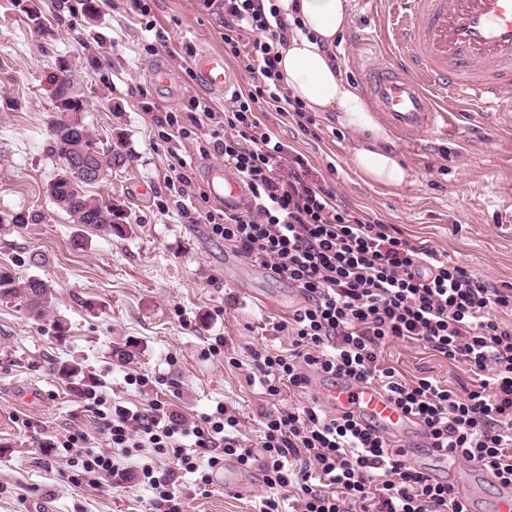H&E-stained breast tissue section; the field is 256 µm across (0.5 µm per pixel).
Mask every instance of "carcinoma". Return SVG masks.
Instances as JSON below:
<instances>
[{"mask_svg": "<svg viewBox=\"0 0 512 512\" xmlns=\"http://www.w3.org/2000/svg\"><path fill=\"white\" fill-rule=\"evenodd\" d=\"M64 108L81 114L78 122L79 133L69 132V123L60 120L52 124L46 145L47 155L60 165L59 172L51 180L50 201L68 216L72 224L92 226L112 233L116 229L115 210L110 203H104L89 194L88 181L76 165V159L84 157L97 163L106 172L112 171L116 160L124 157L120 147L100 148L92 137L85 122L84 103L73 90V84L62 85L56 94ZM52 285L41 278L29 277L21 280L10 268L0 266V298L20 300L33 318L40 319L51 296Z\"/></svg>", "mask_w": 512, "mask_h": 512, "instance_id": "cac0c4a2", "label": "carcinoma"}]
</instances>
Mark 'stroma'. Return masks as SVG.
I'll list each match as a JSON object with an SVG mask.
<instances>
[{
    "mask_svg": "<svg viewBox=\"0 0 512 512\" xmlns=\"http://www.w3.org/2000/svg\"><path fill=\"white\" fill-rule=\"evenodd\" d=\"M37 2L36 25L24 0H0V214L43 216L37 224L0 225V266L22 279L48 280L52 291L39 320L18 301L0 299V512H31L41 501L48 512H156L150 492L73 483L65 462L52 456L55 436L94 425L80 386L61 380L57 366L78 362L94 390L141 408L156 399L190 421L224 403L254 449L262 413L309 405L308 395L294 391L266 395L248 354L257 346L288 349L287 335L274 334L271 323L301 306L298 290L211 234L205 214L219 212V202L181 196L173 184L175 166L196 188L205 187L209 169L223 166V157L199 152L218 128L175 143L156 122L187 112L193 96L219 111L229 104L199 81V52L223 55L236 91H248L252 76L225 52L218 0H147L145 19L132 13L130 0ZM389 8L388 0L351 8L336 52L354 86H361L365 65L391 55L379 25ZM158 68L168 72L173 92L152 80ZM62 76L81 94L99 146L124 142V160L90 189L121 213L118 232L70 223L46 194L56 172L46 143L61 117L54 87ZM144 101L154 103L153 114L142 112ZM260 118L308 157L342 206L377 216L496 286L512 285V126L472 110L411 140L389 134L386 148L409 173L393 186L354 168L358 135L337 113H315L306 131L289 113L270 108ZM34 254L42 265L30 264ZM57 321L67 327L65 337L56 336ZM218 339L223 347L214 356L209 347ZM232 357L237 366L229 365ZM379 365L407 382L426 376L454 390L478 383L465 364L401 340L384 344ZM133 374L148 375L150 388L141 393L128 385ZM436 473L473 483L474 512H496L502 490L474 464L460 461ZM244 478L251 491L240 496L179 473L184 512H258L267 488L258 472Z\"/></svg>",
    "mask_w": 512,
    "mask_h": 512,
    "instance_id": "obj_1",
    "label": "stroma"
}]
</instances>
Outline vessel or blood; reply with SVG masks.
Returning a JSON list of instances; mask_svg holds the SVG:
<instances>
[{
	"instance_id": "b4317fda",
	"label": "vessel or blood",
	"mask_w": 512,
	"mask_h": 512,
	"mask_svg": "<svg viewBox=\"0 0 512 512\" xmlns=\"http://www.w3.org/2000/svg\"><path fill=\"white\" fill-rule=\"evenodd\" d=\"M383 19L394 51L369 70L364 87L385 119L402 134L437 127L470 104L504 111L512 88V0H392ZM195 66L204 83L231 91L234 80L221 55L202 52ZM211 195L225 210L243 209L249 194L232 168L209 171ZM313 396L328 408L353 412L364 423L401 437L414 419L370 384L315 382Z\"/></svg>"
}]
</instances>
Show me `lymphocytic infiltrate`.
<instances>
[{"instance_id": "obj_1", "label": "lymphocytic infiltrate", "mask_w": 512, "mask_h": 512, "mask_svg": "<svg viewBox=\"0 0 512 512\" xmlns=\"http://www.w3.org/2000/svg\"><path fill=\"white\" fill-rule=\"evenodd\" d=\"M289 23L261 0H224V42L253 74L248 95H233L218 113L190 99L191 115L168 112L160 125L174 140L191 127L219 124L224 135L214 153L241 176L250 196L245 209L208 215L216 238L236 254L270 269L298 288L302 305L274 323L287 333L288 352L252 349L267 395L282 388L307 392L312 377H348L377 386L423 427L425 445L476 464L499 486L512 487V286L497 288L437 251L413 246L390 225L342 208L333 186L307 177V158L261 123L263 106L306 119L278 70ZM254 32L240 50L244 31ZM423 344L464 363L479 379L457 392L429 377L408 383L378 366L386 341ZM94 429L74 427L52 443L72 467L73 482L107 478L148 488L157 512H183L175 470L151 463L126 466L149 452L174 458L176 469L212 482V472L232 458L256 468L269 493L260 512H282L278 494L293 487L292 512H461L452 484L411 465L376 428L343 411L318 405L264 414L260 452L245 446L239 420L224 404L198 420L177 419L160 402L143 410L92 397Z\"/></svg>"}]
</instances>
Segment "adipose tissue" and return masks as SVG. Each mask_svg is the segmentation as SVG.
<instances>
[{
    "mask_svg": "<svg viewBox=\"0 0 512 512\" xmlns=\"http://www.w3.org/2000/svg\"><path fill=\"white\" fill-rule=\"evenodd\" d=\"M288 20L300 26L280 51V74L292 98L314 112L338 113L340 123L367 134L365 144L354 148L351 161L366 178L399 185L407 171L382 147L387 134L360 91L341 75L331 54L350 20V0H273Z\"/></svg>",
    "mask_w": 512,
    "mask_h": 512,
    "instance_id": "adipose-tissue-1",
    "label": "adipose tissue"
}]
</instances>
